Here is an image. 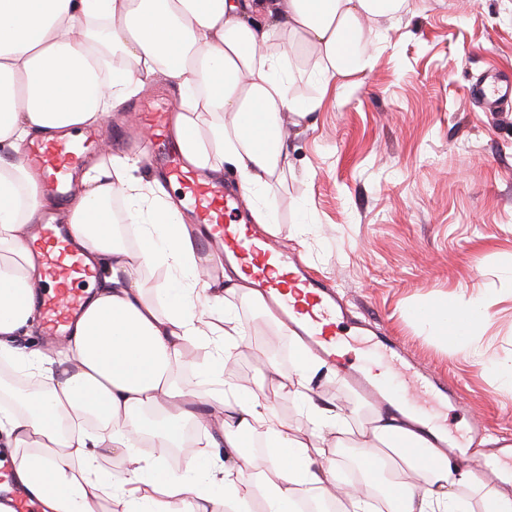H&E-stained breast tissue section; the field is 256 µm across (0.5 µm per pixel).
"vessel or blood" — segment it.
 <instances>
[{
	"mask_svg": "<svg viewBox=\"0 0 512 512\" xmlns=\"http://www.w3.org/2000/svg\"><path fill=\"white\" fill-rule=\"evenodd\" d=\"M474 92L492 110L503 112L512 104V82L508 80L492 79L476 85ZM125 112L126 120L111 127L114 137L126 145L139 143L146 148L161 178L182 189V198L198 227L201 249L221 251L225 260L235 261L254 282L271 312L308 350L332 361L343 331L371 335V324L348 318L347 307L336 290L312 277L301 259L291 254L282 241L257 236L231 182L213 179L186 164L167 139L169 109H152L138 101L128 105ZM101 145L100 130L88 127L68 136L32 142L25 159L43 176L46 189L64 201L70 183L81 171L86 151ZM27 246L36 258L45 286L37 301L42 333L56 340L65 339L91 299L90 287L97 273L62 216L33 227ZM406 369L408 388L443 400L454 399V390L434 380L424 368ZM343 376L356 392L376 406L392 413L400 410L401 405L379 367L347 365ZM0 501L8 503L13 512H37L31 495L10 484L4 473L0 474Z\"/></svg>",
	"mask_w": 512,
	"mask_h": 512,
	"instance_id": "1",
	"label": "vessel or blood"
}]
</instances>
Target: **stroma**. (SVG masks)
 Listing matches in <instances>:
<instances>
[{"mask_svg": "<svg viewBox=\"0 0 512 512\" xmlns=\"http://www.w3.org/2000/svg\"><path fill=\"white\" fill-rule=\"evenodd\" d=\"M369 55L344 88L324 91L314 57L290 54V95L323 102L287 128L293 168L267 197L277 235L356 316L456 388L438 409L449 436L467 439L476 422L495 444L512 438V387L494 370L512 364V112L486 111L469 88L491 72L512 79V0H409L381 24ZM461 295L486 303L476 360L410 317L419 304ZM224 303L251 342L225 381L269 400L290 426L305 425L298 401L274 397L258 367L292 374L281 323L240 296ZM312 389L343 411L347 445L335 459L347 478L360 467L351 446L376 409L340 373L320 371Z\"/></svg>", "mask_w": 512, "mask_h": 512, "instance_id": "35a3bbf8", "label": "stroma"}]
</instances>
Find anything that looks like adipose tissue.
I'll list each match as a JSON object with an SVG mask.
<instances>
[{"label":"adipose tissue","instance_id":"obj_1","mask_svg":"<svg viewBox=\"0 0 512 512\" xmlns=\"http://www.w3.org/2000/svg\"><path fill=\"white\" fill-rule=\"evenodd\" d=\"M407 0H0V359L34 377L38 388L0 406V451L13 456L16 481L48 512H97L122 499L126 512H300L304 494L336 512H466L463 490L479 493L481 512H512V493L488 489L417 430L414 411L377 415L356 442L365 487L336 495V466L327 451L345 432L335 406L312 396L320 360L299 353L293 375L277 374L275 393L297 397L306 427H292L249 388L227 384L224 369L244 338L225 292L260 297L245 277L211 279L195 256L179 208L158 193V180L137 176V163L113 159L83 174L68 221L80 244L104 269L101 283L56 357L25 352L16 338L37 315L41 279L23 241L53 197L19 158L34 134L51 135L107 118L115 103L157 77L175 83L181 102L172 134L184 158L201 169L235 170L255 223L277 230L261 205L273 178L292 163L286 124H299L319 99L289 94V50L318 60L330 84L369 64L361 45L370 23L395 16ZM137 226L134 244L117 231L112 198ZM161 267V288L147 293L137 275ZM223 311V327L212 317ZM415 319L457 351L478 355L475 333L485 312L466 298L416 307ZM201 342L199 371L220 406L215 420L198 417L199 445L244 459L265 448V465L242 493L236 474L211 462L184 473L160 456L135 453L145 441L161 453L185 447L186 390L177 377L186 346ZM128 455L120 479L101 474L97 451ZM80 468H73V461ZM403 463L423 491L384 482L383 466Z\"/></svg>","mask_w":512,"mask_h":512}]
</instances>
